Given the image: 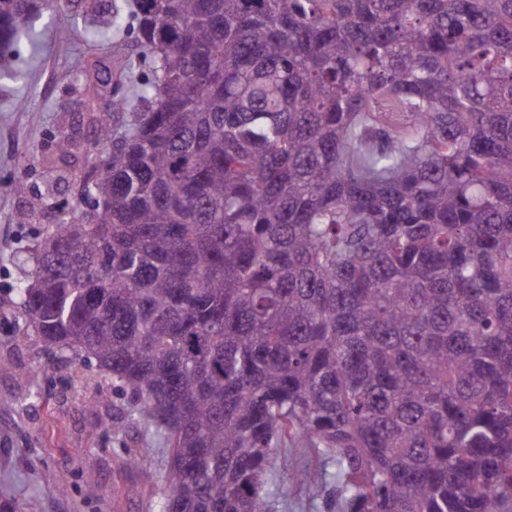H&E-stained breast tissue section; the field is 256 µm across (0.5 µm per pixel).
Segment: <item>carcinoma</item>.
Wrapping results in <instances>:
<instances>
[{
  "label": "carcinoma",
  "instance_id": "1",
  "mask_svg": "<svg viewBox=\"0 0 512 512\" xmlns=\"http://www.w3.org/2000/svg\"><path fill=\"white\" fill-rule=\"evenodd\" d=\"M60 0H0V45ZM150 75L13 293L169 494L512 512V0H131ZM289 475L288 461H282L280 480L282 484L290 486V495L288 496L287 505H280L278 512H326L321 499L311 500L297 488H291L288 481Z\"/></svg>",
  "mask_w": 512,
  "mask_h": 512
}]
</instances>
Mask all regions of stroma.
<instances>
[{
    "label": "stroma",
    "instance_id": "stroma-1",
    "mask_svg": "<svg viewBox=\"0 0 512 512\" xmlns=\"http://www.w3.org/2000/svg\"><path fill=\"white\" fill-rule=\"evenodd\" d=\"M67 13L78 32L65 52L54 46L55 24L42 18L11 52L9 75L0 77V499L19 500L30 512H150L169 491L153 426L127 422L132 397L114 395L92 369L44 351L11 301L13 284L29 269L36 231L77 205L91 166L83 147L97 129L84 103L106 102L94 75L74 81L76 65L94 72L138 53L129 34L86 40L81 31L95 18L82 0H72ZM64 136L81 151L57 153ZM16 180L25 182L24 194L10 191ZM49 363L56 373H42ZM117 420L125 427L115 434L109 427ZM130 451L140 457L134 469L126 463ZM48 470L60 481L46 482ZM88 487L93 497H84Z\"/></svg>",
    "mask_w": 512,
    "mask_h": 512
}]
</instances>
